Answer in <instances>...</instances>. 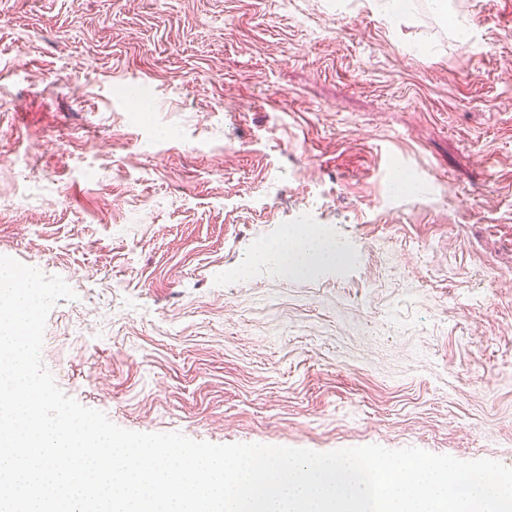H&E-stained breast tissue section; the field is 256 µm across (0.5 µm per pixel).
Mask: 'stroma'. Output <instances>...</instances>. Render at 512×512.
Wrapping results in <instances>:
<instances>
[{
	"instance_id": "obj_1",
	"label": "stroma",
	"mask_w": 512,
	"mask_h": 512,
	"mask_svg": "<svg viewBox=\"0 0 512 512\" xmlns=\"http://www.w3.org/2000/svg\"><path fill=\"white\" fill-rule=\"evenodd\" d=\"M0 255L121 428L512 467V0H0ZM318 241L321 243L320 246L315 245L314 239L308 240H297L292 236H285L279 238L276 242V249L269 256L265 253L253 255L252 260L254 262H265L269 259H276L280 261V256L283 259H288L291 254L297 258L296 268L300 273H304V268L307 264L308 257L311 254H317L322 258L324 264L329 265L334 258L333 245L325 240Z\"/></svg>"
}]
</instances>
